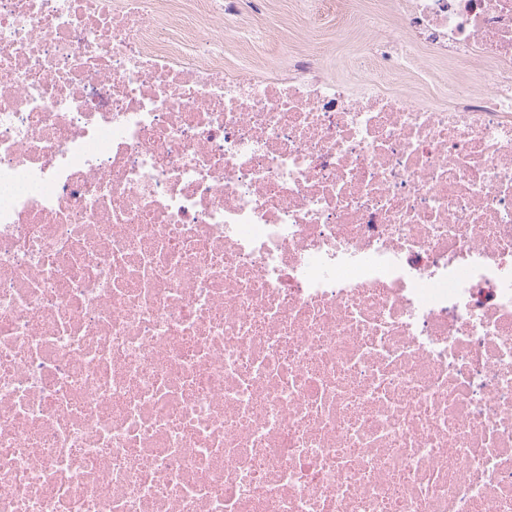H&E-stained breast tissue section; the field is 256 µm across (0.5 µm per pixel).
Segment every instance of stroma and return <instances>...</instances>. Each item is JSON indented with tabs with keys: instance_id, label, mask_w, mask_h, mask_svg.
Returning <instances> with one entry per match:
<instances>
[{
	"instance_id": "stroma-1",
	"label": "stroma",
	"mask_w": 512,
	"mask_h": 512,
	"mask_svg": "<svg viewBox=\"0 0 512 512\" xmlns=\"http://www.w3.org/2000/svg\"><path fill=\"white\" fill-rule=\"evenodd\" d=\"M399 12L400 0H242L232 27L224 32V71L248 68L280 79L314 50L328 83L345 84L356 95L406 93L437 108L448 106L455 85L488 84L481 65L451 63L415 46L403 52L419 56L418 69L396 82L378 81V58L393 49L390 35L400 24ZM368 42L373 50H365Z\"/></svg>"
}]
</instances>
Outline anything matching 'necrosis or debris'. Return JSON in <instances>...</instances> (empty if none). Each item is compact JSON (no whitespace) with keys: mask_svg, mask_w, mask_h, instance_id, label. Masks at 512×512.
<instances>
[{"mask_svg":"<svg viewBox=\"0 0 512 512\" xmlns=\"http://www.w3.org/2000/svg\"><path fill=\"white\" fill-rule=\"evenodd\" d=\"M401 11L491 87L0 0V512H512V0Z\"/></svg>","mask_w":512,"mask_h":512,"instance_id":"4bbe7bcc","label":"necrosis or debris"}]
</instances>
